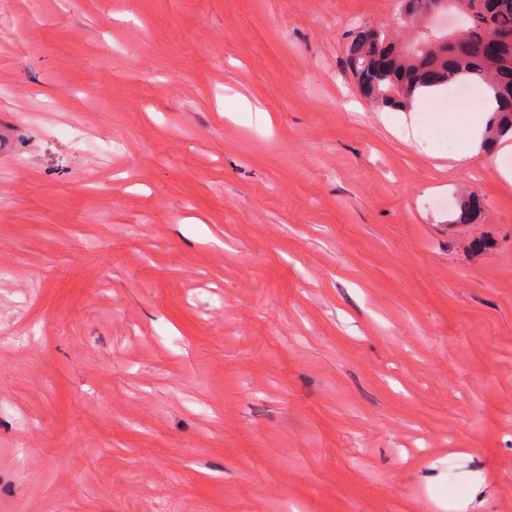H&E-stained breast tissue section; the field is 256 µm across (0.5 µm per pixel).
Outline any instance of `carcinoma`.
<instances>
[{
    "instance_id": "1",
    "label": "carcinoma",
    "mask_w": 512,
    "mask_h": 512,
    "mask_svg": "<svg viewBox=\"0 0 512 512\" xmlns=\"http://www.w3.org/2000/svg\"><path fill=\"white\" fill-rule=\"evenodd\" d=\"M439 0H402L404 13L423 15ZM466 34L439 45L425 34L403 45L377 27H360L346 50L345 66L359 93L379 108L407 110L415 93L449 84L477 85L496 103L486 122L492 144L512 136V0H460ZM454 222L466 224L479 210L471 195L455 201Z\"/></svg>"
}]
</instances>
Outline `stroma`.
<instances>
[{"mask_svg":"<svg viewBox=\"0 0 512 512\" xmlns=\"http://www.w3.org/2000/svg\"><path fill=\"white\" fill-rule=\"evenodd\" d=\"M399 9L0 0V512H512V182L360 96Z\"/></svg>","mask_w":512,"mask_h":512,"instance_id":"obj_1","label":"stroma"}]
</instances>
